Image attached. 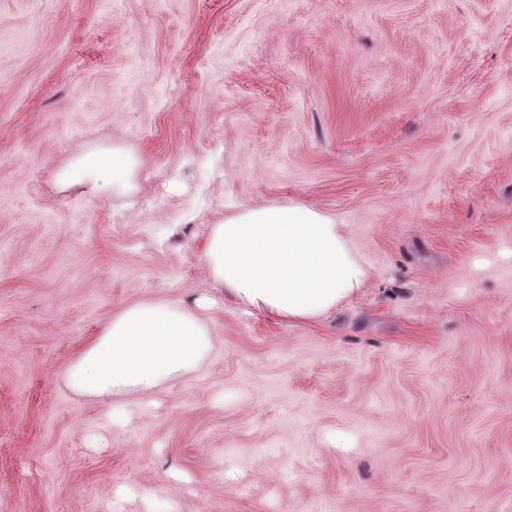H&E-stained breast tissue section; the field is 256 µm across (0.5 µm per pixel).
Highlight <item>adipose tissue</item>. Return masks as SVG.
I'll return each mask as SVG.
<instances>
[{
	"label": "adipose tissue",
	"mask_w": 512,
	"mask_h": 512,
	"mask_svg": "<svg viewBox=\"0 0 512 512\" xmlns=\"http://www.w3.org/2000/svg\"><path fill=\"white\" fill-rule=\"evenodd\" d=\"M139 167L122 147L98 146L67 160L55 180L60 189L91 196L111 186L132 188ZM203 259L226 298L280 323L324 321L368 278L345 225L298 202L225 215L210 225ZM212 305L203 296L190 305L162 297L121 306L66 365L64 384L100 402L111 424H126L131 407L193 374L211 355Z\"/></svg>",
	"instance_id": "1"
}]
</instances>
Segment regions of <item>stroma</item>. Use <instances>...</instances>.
<instances>
[{
  "instance_id": "obj_1",
  "label": "stroma",
  "mask_w": 512,
  "mask_h": 512,
  "mask_svg": "<svg viewBox=\"0 0 512 512\" xmlns=\"http://www.w3.org/2000/svg\"><path fill=\"white\" fill-rule=\"evenodd\" d=\"M119 144L138 187L60 190ZM346 225L317 324L225 300L234 207ZM215 296L128 428L60 371L122 304ZM512 512V0H0V512Z\"/></svg>"
}]
</instances>
